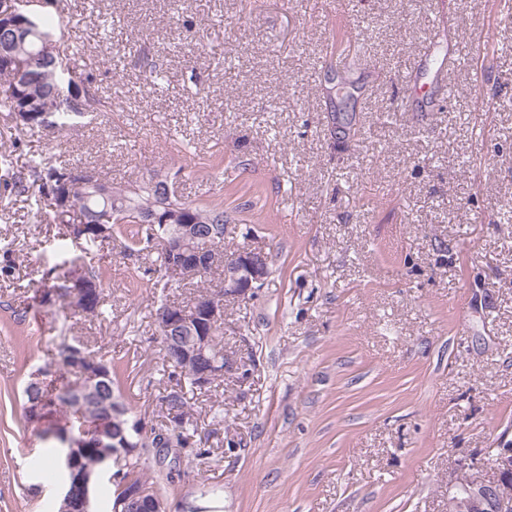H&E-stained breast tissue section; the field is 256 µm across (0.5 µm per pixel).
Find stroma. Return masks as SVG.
Returning <instances> with one entry per match:
<instances>
[{"mask_svg":"<svg viewBox=\"0 0 512 512\" xmlns=\"http://www.w3.org/2000/svg\"><path fill=\"white\" fill-rule=\"evenodd\" d=\"M30 8L58 15L112 108L61 142L0 112L14 172L61 152L117 184L163 179L223 203L227 252L274 258L250 299L224 303L229 369L186 393L196 432L174 480L145 460L168 512H448L462 463L512 442V0ZM431 44L459 55L438 108L433 64L412 65ZM339 48L359 66L350 99ZM151 64L169 76L153 93ZM412 68L431 102L404 93ZM65 231L0 186V512H46L59 492L29 466L46 443L21 405L60 337L106 352L138 417L166 421L153 274L113 245L105 319L71 315L43 286Z\"/></svg>","mask_w":512,"mask_h":512,"instance_id":"35a3bbf8","label":"stroma"}]
</instances>
